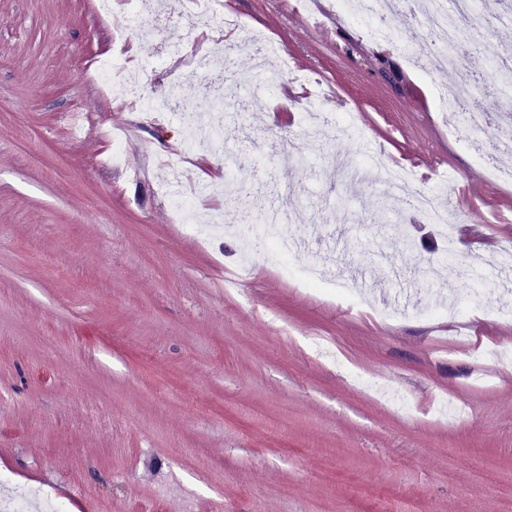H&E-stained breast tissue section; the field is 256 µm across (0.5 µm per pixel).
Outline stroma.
<instances>
[{
	"instance_id": "stroma-1",
	"label": "stroma",
	"mask_w": 512,
	"mask_h": 512,
	"mask_svg": "<svg viewBox=\"0 0 512 512\" xmlns=\"http://www.w3.org/2000/svg\"><path fill=\"white\" fill-rule=\"evenodd\" d=\"M167 2L120 30L89 0H0V480L53 493L77 484L89 512H512V361L473 355L512 337V318L496 314L512 302V274L486 267L488 286L475 288L442 258L434 225L389 232L375 177L277 160L309 141L360 170L364 143H382L389 161L418 163L419 190H442L464 213L461 252L512 247V223L479 221L512 212V182L489 179L437 114L438 89L459 74L415 76L362 42L361 21L331 0H317L320 26L292 0ZM225 14L322 75L340 141L304 132L301 86L238 93L256 66L245 43L236 78L212 77L224 92L219 148L184 151L178 122H142L120 90L85 75L121 44L142 69L141 94L158 98L173 80L167 45L191 47ZM117 128L121 169L101 138ZM148 144L181 154L190 183L213 185L198 201L211 218L260 184L266 208L307 213L293 226L305 257L351 287L376 281L366 304L301 287L272 259L230 286L241 241L173 222ZM415 300L460 314L418 315ZM159 370L177 393L153 390ZM442 399L467 415H435ZM477 458L499 483L474 488Z\"/></svg>"
}]
</instances>
